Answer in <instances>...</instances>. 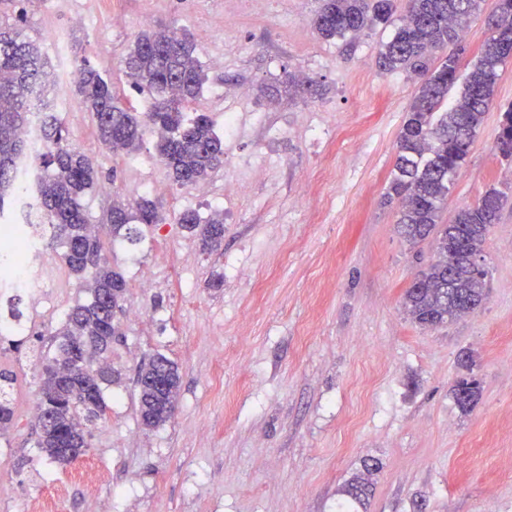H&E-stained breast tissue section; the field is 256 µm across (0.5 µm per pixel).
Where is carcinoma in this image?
<instances>
[{"label":"carcinoma","instance_id":"cac0c4a2","mask_svg":"<svg viewBox=\"0 0 512 512\" xmlns=\"http://www.w3.org/2000/svg\"><path fill=\"white\" fill-rule=\"evenodd\" d=\"M484 0H406L399 24L378 52V66L421 80L397 136V157L388 198L399 205L398 228L411 245H431L438 259L418 271L403 295L412 321L436 327L474 311L486 297L489 270L484 244L489 227L503 209L506 193L491 188L472 206L461 208L450 224L440 213L456 177L466 163L477 128L493 100L506 61L512 58V0H494L486 17L491 30L480 55L464 78L459 63L465 24L480 11ZM395 0H319L312 25L324 39L356 35L368 26L392 24ZM26 22L20 11L14 22L0 21V216L14 209L12 186L15 159L22 151L19 130L25 122L26 92L36 71L38 50L21 38ZM125 75L153 103L146 112L122 104L112 83L87 63L78 68L76 93L91 113L98 137L115 155L140 147L145 129L161 131L155 149L168 175L182 187L196 186L224 166V138L204 112L188 114L201 97L207 74L193 42L170 30L140 32L125 57ZM462 82L453 102L448 94ZM43 132L48 149L38 159L45 177L37 201L48 243L69 276L87 282L90 298L70 309L56 330L58 343L47 358L34 427L35 445L48 459L65 446L84 453L90 448L92 427L107 412L104 389L121 378L112 365V338L120 335L114 323L128 288L125 276L103 253L101 232L83 208L84 197L99 186L98 170L74 147L64 125L47 114ZM496 151L512 161V105L501 113ZM106 223L112 235L131 239L135 224H162L157 204L141 197L134 203L112 201ZM176 223L194 233L202 249L213 252L224 242V214L203 218L192 208L180 211ZM93 270L85 280L87 270ZM160 375L163 388L146 383ZM16 375L0 370V433L15 416ZM140 424L156 429L166 424L178 404L180 376L162 355L139 366ZM480 395L479 382L461 379L455 385L456 405L471 408Z\"/></svg>","mask_w":512,"mask_h":512}]
</instances>
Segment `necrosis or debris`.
Segmentation results:
<instances>
[{
	"mask_svg": "<svg viewBox=\"0 0 512 512\" xmlns=\"http://www.w3.org/2000/svg\"><path fill=\"white\" fill-rule=\"evenodd\" d=\"M70 79L69 72L58 71L51 82L28 87V119L21 130L25 148L16 160V212L13 219L0 223V247L11 248L14 255L8 275L10 289L35 300L41 299L59 276L57 258L43 244V218L33 196L42 176L37 160L48 148L43 121L48 113L63 106Z\"/></svg>",
	"mask_w": 512,
	"mask_h": 512,
	"instance_id": "1",
	"label": "necrosis or debris"
}]
</instances>
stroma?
Instances as JSON below:
<instances>
[{"mask_svg": "<svg viewBox=\"0 0 512 512\" xmlns=\"http://www.w3.org/2000/svg\"><path fill=\"white\" fill-rule=\"evenodd\" d=\"M24 38L46 80L53 40L68 66L88 61L124 104L145 109L123 59L137 33H188L208 75L197 111L224 135V165L206 196L176 185L144 136L113 157L80 98L69 95V141L88 156L100 185L83 200L99 222L113 200H152L167 216L140 241L103 233L104 254L128 282L122 335L112 361L123 379L106 393L112 411L77 464L37 452L32 408L40 354L87 292L69 275L40 300L22 297L23 344L0 335V367L17 375L15 417L0 435V512L49 498L57 512H339L351 485L365 493L350 512H512V200L492 225L482 306L424 328L402 298L429 246L410 249L385 193L398 131L415 86L384 73L377 53L388 29L326 40L312 26L318 0H22ZM311 85L269 101L264 85L285 74ZM512 105V61L445 201L442 223L490 187L512 197V163L494 149ZM238 113L225 130V112ZM263 171L253 180L251 168ZM247 194L230 196V184ZM224 213V247L208 252L176 224L183 209ZM154 286H138L141 272ZM222 287H212L215 275ZM145 318L133 316V309ZM161 354L180 374L174 417L143 430L135 372ZM463 376L480 383L469 410L454 401ZM93 465L110 482L95 499L55 481Z\"/></svg>", "mask_w": 512, "mask_h": 512, "instance_id": "1", "label": "stroma"}]
</instances>
